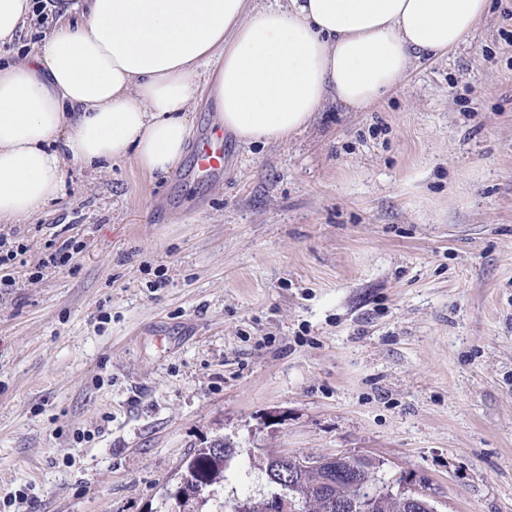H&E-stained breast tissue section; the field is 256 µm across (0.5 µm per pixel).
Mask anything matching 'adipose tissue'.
<instances>
[{
  "label": "adipose tissue",
  "instance_id": "adipose-tissue-1",
  "mask_svg": "<svg viewBox=\"0 0 512 512\" xmlns=\"http://www.w3.org/2000/svg\"><path fill=\"white\" fill-rule=\"evenodd\" d=\"M491 0H75L23 60L0 62V222L37 214L62 166L133 158L164 175L213 100L243 144L284 143L327 100L362 111L411 64L465 44Z\"/></svg>",
  "mask_w": 512,
  "mask_h": 512
}]
</instances>
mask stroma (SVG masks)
<instances>
[{
    "mask_svg": "<svg viewBox=\"0 0 512 512\" xmlns=\"http://www.w3.org/2000/svg\"><path fill=\"white\" fill-rule=\"evenodd\" d=\"M224 142L211 178L189 154L165 177L65 161L56 199L0 223L24 251L0 270V512H179L183 459L218 439L202 512L270 499L272 453L512 512V0L381 108Z\"/></svg>",
    "mask_w": 512,
    "mask_h": 512,
    "instance_id": "stroma-1",
    "label": "stroma"
}]
</instances>
